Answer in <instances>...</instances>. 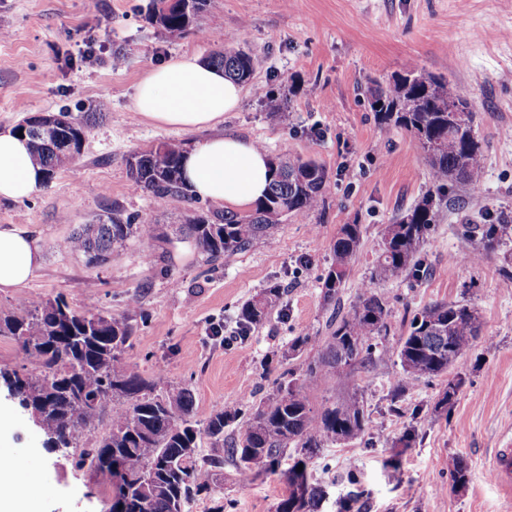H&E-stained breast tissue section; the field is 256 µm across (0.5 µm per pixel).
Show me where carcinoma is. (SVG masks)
Masks as SVG:
<instances>
[{
	"mask_svg": "<svg viewBox=\"0 0 512 512\" xmlns=\"http://www.w3.org/2000/svg\"><path fill=\"white\" fill-rule=\"evenodd\" d=\"M181 0H153L148 14L172 40L184 37L212 0H194L186 12ZM235 38L222 41L224 49L208 63L242 84L250 81L254 58L234 47ZM370 107L383 129L406 130L428 160L436 193L425 194L398 221L385 230L374 277L393 281L409 274L418 277L417 255L436 221V194L455 185L477 190L484 175V151L474 129L473 113L466 126L456 122L454 109L469 106L470 93L442 77H425L414 70L392 78L386 87L368 89ZM16 130L27 138L33 162L51 181L68 165L71 150L81 152L87 120L71 113H55L53 127L40 131L24 120ZM183 144L170 141L137 151L128 160L133 187L151 192L159 201L183 198L197 201L182 178ZM274 175L264 200L247 215L197 207L188 223L179 227L180 242L191 243L209 260L246 250L255 240L270 235L282 217L305 218L325 202V169L312 160L277 156L271 159ZM477 241L475 260L512 241V217L495 224H471ZM138 234L140 251L152 262L158 236L144 225L112 211L93 224H84L63 241L61 251L81 254L101 263L123 249ZM359 224L340 228L333 247V262L321 277L322 299L336 305L349 263L361 245ZM282 289L271 287L239 308L244 328L262 325L281 300ZM387 301L368 289L347 314L334 322L323 352L305 363V377L322 372L348 373L367 364L377 351L372 338L386 328ZM476 309L436 302L412 318L401 339L402 374L415 379L450 375L437 407L453 405L463 379L452 374L456 364L472 350L480 336ZM135 332L133 316L80 310L62 296L33 299L21 311L0 307V337L16 341L36 372L0 368V382L24 409L39 412L35 424L45 436V447L66 449L74 468L102 472L106 460L122 468L106 477L112 485L107 512H184L185 504L199 496L221 495L224 458L234 460L243 475L275 472L288 447L297 460L284 473L288 493L276 512H319L325 491L309 475L296 474L298 466L320 457L325 448L364 435L367 416L357 391L311 406L306 382L292 378L277 382L268 398L255 405L241 400L250 413L240 440L224 442V428L242 409L214 410L199 425L195 397L184 384L173 387L161 374L150 378L125 358ZM109 418L108 430L92 442L86 433ZM207 438V453L201 438Z\"/></svg>",
	"mask_w": 512,
	"mask_h": 512,
	"instance_id": "obj_1",
	"label": "carcinoma"
}]
</instances>
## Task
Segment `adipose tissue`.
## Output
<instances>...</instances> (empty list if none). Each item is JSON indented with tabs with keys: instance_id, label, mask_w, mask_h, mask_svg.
Returning <instances> with one entry per match:
<instances>
[{
	"instance_id": "1",
	"label": "adipose tissue",
	"mask_w": 512,
	"mask_h": 512,
	"mask_svg": "<svg viewBox=\"0 0 512 512\" xmlns=\"http://www.w3.org/2000/svg\"><path fill=\"white\" fill-rule=\"evenodd\" d=\"M241 85L184 53L152 68L139 82L134 103L145 118L163 127L207 129L210 137L188 148L184 177L197 197L232 207L256 203L271 180L267 154L255 143L222 131L225 113L237 109ZM43 173L24 138L0 127V201L30 197ZM42 248L31 231L0 225V289L25 285L39 268Z\"/></svg>"
}]
</instances>
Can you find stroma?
I'll use <instances>...</instances> for the list:
<instances>
[{
	"mask_svg": "<svg viewBox=\"0 0 512 512\" xmlns=\"http://www.w3.org/2000/svg\"><path fill=\"white\" fill-rule=\"evenodd\" d=\"M150 0H0V126L41 112L108 110L91 125L77 160L33 195L0 202V225L18 224L39 237L42 263L22 288L0 291V306L64 296L77 309L136 314L127 351L145 376L163 374L190 385L196 418L242 397L265 400L283 372L303 378L325 338L330 311L319 279L345 224L361 225L363 244L340 290L350 309L372 283L385 227L428 191L429 164L403 129H383L370 108L371 81L388 82L414 69L447 78L472 96L475 131L483 142L484 181L478 190L450 187L419 258L423 276L374 283L387 300L380 356L350 378L311 381L320 405L352 381L364 404L363 437L331 445L309 467L327 491L320 512H336L354 473L365 495L362 512H512L489 472L502 438L512 437V263L502 253L478 263L466 257L476 242L469 224L494 222L512 211V0H214L182 39H169L147 18ZM232 33L255 58L239 107L224 128L261 145L268 155L311 158L328 174L326 204L305 219L288 217L271 239L216 262L184 242H157L153 262L138 239L102 264L61 252L56 244L79 225L115 209L158 232L186 223L192 205L158 202L134 188L127 159L167 141L191 144L203 130L156 126L134 107L139 80L174 55L207 58L217 34ZM24 103H17V94ZM284 294L266 323L240 331L235 313L271 287ZM436 301L475 307L483 334L459 371L464 383L448 411L435 405L443 377L401 380L397 353L414 313ZM302 335L310 344L289 356ZM417 431L400 457L401 481L386 460L408 428ZM0 451L21 472L12 495L33 512H103L111 493L102 475L76 471L43 446L29 412L0 387ZM464 458L468 482L452 486L453 463ZM229 512H276L286 486L276 475L242 480L232 461L221 477Z\"/></svg>",
	"mask_w": 512,
	"mask_h": 512,
	"instance_id": "35a3bbf8",
	"label": "stroma"
}]
</instances>
